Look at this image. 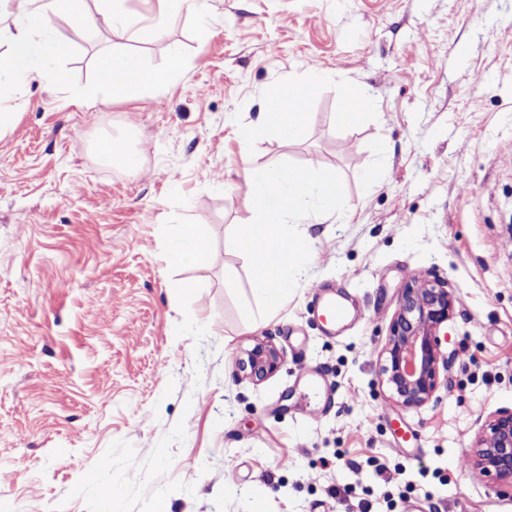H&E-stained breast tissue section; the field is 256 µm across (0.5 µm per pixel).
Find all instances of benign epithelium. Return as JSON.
I'll list each match as a JSON object with an SVG mask.
<instances>
[{"mask_svg": "<svg viewBox=\"0 0 512 512\" xmlns=\"http://www.w3.org/2000/svg\"><path fill=\"white\" fill-rule=\"evenodd\" d=\"M457 298L448 286L414 278L400 291L399 309L379 355L381 383L403 407L428 402L439 387L441 326L455 313ZM279 351L258 341L238 359L251 379L261 380L281 366ZM470 464L480 474L512 484V411L497 413L477 438Z\"/></svg>", "mask_w": 512, "mask_h": 512, "instance_id": "7a95c632", "label": "benign epithelium"}]
</instances>
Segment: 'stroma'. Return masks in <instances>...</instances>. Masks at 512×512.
<instances>
[{"label":"stroma","instance_id":"35a3bbf8","mask_svg":"<svg viewBox=\"0 0 512 512\" xmlns=\"http://www.w3.org/2000/svg\"><path fill=\"white\" fill-rule=\"evenodd\" d=\"M161 28L144 43L53 18L64 83L0 89V512H512V486L467 460L512 409V0H201ZM111 47L186 66L136 100L88 102ZM311 65L329 77L303 138L282 140L261 114ZM349 90L374 106L345 127ZM105 137L137 168L101 159ZM283 161L337 172L347 206L300 225L305 274L249 322L238 188ZM183 224L208 269L170 261ZM415 277L458 303L439 389L404 408L378 353ZM319 284L359 318L323 331ZM266 337L281 368L244 378L237 357ZM304 369L327 395H305Z\"/></svg>","mask_w":512,"mask_h":512}]
</instances>
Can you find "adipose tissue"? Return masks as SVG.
<instances>
[{
	"instance_id": "adipose-tissue-1",
	"label": "adipose tissue",
	"mask_w": 512,
	"mask_h": 512,
	"mask_svg": "<svg viewBox=\"0 0 512 512\" xmlns=\"http://www.w3.org/2000/svg\"><path fill=\"white\" fill-rule=\"evenodd\" d=\"M12 13L24 18L25 24L10 37L7 52L0 54V76L29 78L48 74L51 62L61 60L70 52L62 40L43 37L53 17L68 18L72 26L88 29L98 25L111 31H133L139 39L152 40L159 33L161 21L168 15L194 9L197 0H151L153 17L143 22L135 19L125 8V0H103L98 14L77 9L75 0H48L38 5L37 0H6ZM183 60L172 56L162 71L148 70L142 61L128 52L103 54L98 60V86L107 89L113 100L137 99L147 87L164 84L180 72ZM323 77L322 71L312 69L306 80L285 83L277 89L274 104L264 114V123L283 139H297L305 128V103L308 93Z\"/></svg>"
}]
</instances>
